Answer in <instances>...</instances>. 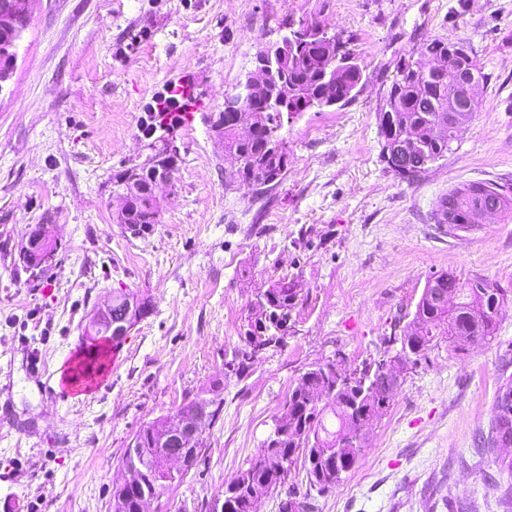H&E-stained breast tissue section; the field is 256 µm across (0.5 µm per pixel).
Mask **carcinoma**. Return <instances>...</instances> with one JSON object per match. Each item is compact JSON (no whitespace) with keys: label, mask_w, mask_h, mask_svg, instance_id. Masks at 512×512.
Here are the masks:
<instances>
[{"label":"carcinoma","mask_w":512,"mask_h":512,"mask_svg":"<svg viewBox=\"0 0 512 512\" xmlns=\"http://www.w3.org/2000/svg\"><path fill=\"white\" fill-rule=\"evenodd\" d=\"M284 28L288 34L283 39H292L294 44L277 73L295 93L292 107L286 109L268 97L270 85L262 83L247 124L240 123L237 117L236 109L243 101L236 93L224 99V118L215 124L218 136L224 139L225 155L237 163L238 174L247 186H265L284 175L288 148L280 131L285 119L312 108L346 105L362 79L347 42L329 33L319 21L290 16ZM483 78L470 48L441 39L423 43L416 56L401 62L380 107L379 125L381 158L396 155L404 159V164H389L387 168L411 181L443 157L456 139L459 126L477 110L473 88L475 81ZM174 166V156L159 150L148 159L144 171L172 172ZM486 188L496 191L499 210L512 207V187L495 181L463 185L440 199L433 212L434 223L461 231L464 225L475 223L486 200L482 194ZM159 217L158 203L143 195L120 221L138 225L143 232L159 223ZM260 297L263 307L251 311L241 337L254 336L267 347L279 346L288 335V321L299 303V290L295 282L282 277L274 280ZM506 302L502 289L487 279L463 281L452 272L431 277L403 335L388 339L390 344L403 343L398 350L397 373L426 358L438 336L448 337L449 346L455 350L491 342ZM381 364V359L365 361L348 380L338 379L325 364L306 371L274 417L271 436L275 440L262 445L249 465L221 490L224 512H261L264 498L284 483L292 464L300 457L309 488L323 494L339 485L363 451L360 432L366 424L365 414L378 418L389 407L390 398L383 395L378 382ZM197 403L207 406L208 424L216 423L223 401L196 397L183 403L182 408L189 409ZM494 407L499 414L487 434L481 436V445L489 452L497 448V443L512 437L511 375L500 383ZM135 439L142 449L141 467L136 484L122 492L121 512H142L143 500L157 499L180 482L181 473L168 481L159 480V464L173 450L180 449L188 456L190 466L198 465L207 437L203 425L192 438L178 435L163 416L141 430ZM310 509L307 494L301 499L290 494L279 503V512Z\"/></svg>","instance_id":"1"}]
</instances>
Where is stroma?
I'll return each mask as SVG.
<instances>
[{"instance_id":"1","label":"stroma","mask_w":512,"mask_h":512,"mask_svg":"<svg viewBox=\"0 0 512 512\" xmlns=\"http://www.w3.org/2000/svg\"><path fill=\"white\" fill-rule=\"evenodd\" d=\"M290 16L348 40L362 79L347 105L285 123L287 171L258 190L207 118ZM435 38L469 46L487 79L448 153L407 182L381 160L379 106L398 62ZM178 79L204 106L174 132L159 224L134 236L114 221L113 178L151 155L143 109ZM489 180L512 183V0H29L0 87V512H112L134 436L215 391L224 411L199 464L147 506L209 512L297 379L381 356L427 279L450 270L503 289L494 340L455 351L436 338L314 512H503L512 472L479 433L512 359V212L459 237L431 218L448 190ZM34 224L57 242L40 268L21 255ZM282 275L301 291L283 346L226 375L251 304ZM118 290L149 314L100 387L59 398L94 346L90 314Z\"/></svg>"}]
</instances>
